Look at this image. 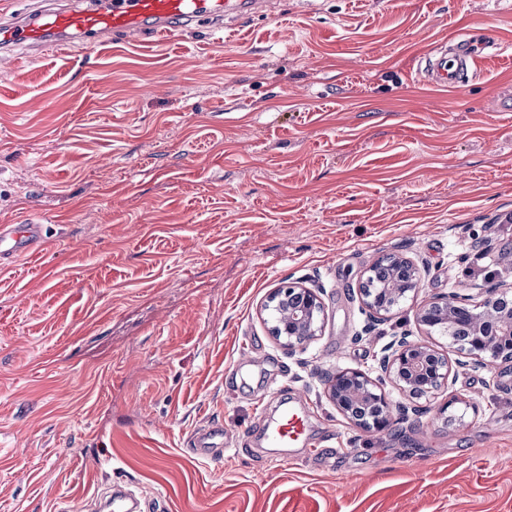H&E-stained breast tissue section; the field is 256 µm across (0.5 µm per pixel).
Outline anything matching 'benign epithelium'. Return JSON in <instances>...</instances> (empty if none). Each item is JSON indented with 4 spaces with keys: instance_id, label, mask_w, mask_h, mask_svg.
I'll return each instance as SVG.
<instances>
[{
    "instance_id": "7a95c632",
    "label": "benign epithelium",
    "mask_w": 512,
    "mask_h": 512,
    "mask_svg": "<svg viewBox=\"0 0 512 512\" xmlns=\"http://www.w3.org/2000/svg\"><path fill=\"white\" fill-rule=\"evenodd\" d=\"M421 288L418 265L402 254H386L366 269L359 284L362 303L370 313L389 312ZM271 335L288 349L313 339L322 327L324 304L320 292L300 282L274 290L265 304ZM415 321L426 332L449 338V347L470 359L474 368H484L498 360L512 362V289L491 286L485 299L470 303L467 295L451 293L422 301ZM380 369L406 394L421 397L448 384L452 371L449 357L429 344L404 334L392 341ZM325 390L336 410L351 416L355 404L369 407L370 413L353 423L368 433L385 431L394 417L393 405L381 382L362 369L345 368L331 373Z\"/></svg>"
}]
</instances>
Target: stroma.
I'll return each mask as SVG.
<instances>
[{
  "label": "stroma",
  "instance_id": "obj_1",
  "mask_svg": "<svg viewBox=\"0 0 512 512\" xmlns=\"http://www.w3.org/2000/svg\"><path fill=\"white\" fill-rule=\"evenodd\" d=\"M484 27L475 75L427 86L420 55ZM27 216L47 244L0 268V512L115 483L167 512H512V363L454 367L377 435L324 394L417 300L512 284V0H274L236 30L0 58V223ZM392 252L422 288L375 321L358 286ZM296 281L325 312L289 351L264 305ZM283 395L320 447H257ZM207 424L222 461L186 449Z\"/></svg>",
  "mask_w": 512,
  "mask_h": 512
}]
</instances>
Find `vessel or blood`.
I'll return each instance as SVG.
<instances>
[{"mask_svg": "<svg viewBox=\"0 0 512 512\" xmlns=\"http://www.w3.org/2000/svg\"><path fill=\"white\" fill-rule=\"evenodd\" d=\"M265 7V0H40L38 6L21 11H0V53L18 50L29 58L104 37L119 43L163 42L201 23L213 27L230 17L251 19ZM495 47L494 37L487 33L476 42L455 38L450 45L425 53L419 70L431 86L456 88L475 73L481 52ZM44 239L39 221L0 224V266L40 254ZM309 429L308 411L287 405L266 437L273 446L288 447L305 441ZM189 451L198 458H223V431L212 425L200 428L189 442Z\"/></svg>", "mask_w": 512, "mask_h": 512, "instance_id": "obj_1", "label": "vessel or blood"}]
</instances>
